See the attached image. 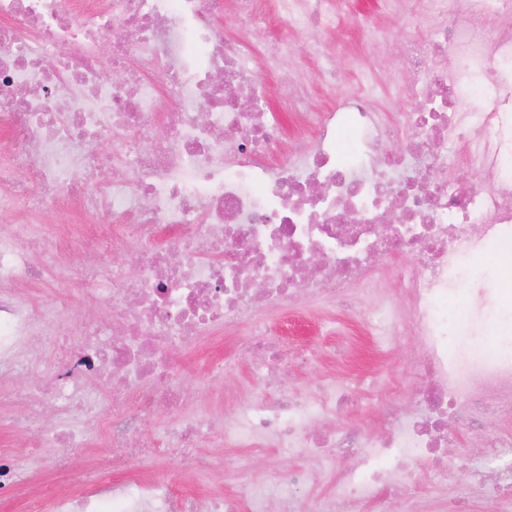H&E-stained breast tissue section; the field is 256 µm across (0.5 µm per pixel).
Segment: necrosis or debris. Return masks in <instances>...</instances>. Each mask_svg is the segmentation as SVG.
Here are the masks:
<instances>
[{
    "label": "necrosis or debris",
    "instance_id": "4bbe7bcc",
    "mask_svg": "<svg viewBox=\"0 0 512 512\" xmlns=\"http://www.w3.org/2000/svg\"><path fill=\"white\" fill-rule=\"evenodd\" d=\"M383 10L433 12L426 32L394 45L404 69L406 106L392 121L377 116L376 85L365 77L348 108L351 119L315 111L308 90L268 105L252 59L280 68L290 38L337 26L333 0H0V171L9 198L29 203L11 232H0V377L55 375L51 392L25 393L28 428L48 410L77 416L82 428L43 432L70 447L82 429L102 431L125 449L130 477L96 470L47 487V512H411L403 488L432 484L429 471L402 467L428 460L466 431L481 442L469 494L453 512H473L476 498L512 512V433H483L489 414L512 410V352L477 356L451 347L466 323L448 309L463 290L469 322L512 302L465 272L466 261L512 246V0H380ZM499 19L486 29L484 18ZM230 16L246 27L229 36ZM119 81H104L102 47ZM483 101L469 109L470 96ZM206 119H199V111ZM303 114L314 135L298 154L283 153L287 132L276 111ZM411 130L408 147L380 152L382 141ZM111 142L115 161L102 157ZM463 149L467 173L448 177V144ZM72 206L109 211L113 224L82 244L85 298L117 310L116 318L80 320L62 301L33 305L19 284L39 279L20 242L29 215ZM395 221H382L386 213ZM124 240L139 272H105L101 255ZM397 267L408 298L399 307L379 286L375 267ZM370 298L359 315L386 336L409 333L422 383L410 397L383 405L376 430L358 426L321 433L314 420L354 407L357 394L326 383L304 400L288 389L249 400L223 428L228 448H276L306 456L314 468L293 470L246 493L190 496L172 492L140 465V450L177 453L208 471L200 457L216 421L194 411L193 394L174 368L178 349L224 327L247 328L235 352L256 378L306 349L270 337L262 309L293 310L333 302L346 289ZM112 381L99 398L81 379ZM164 409L175 422L142 439V417ZM329 473L335 495H291Z\"/></svg>",
    "mask_w": 512,
    "mask_h": 512
}]
</instances>
